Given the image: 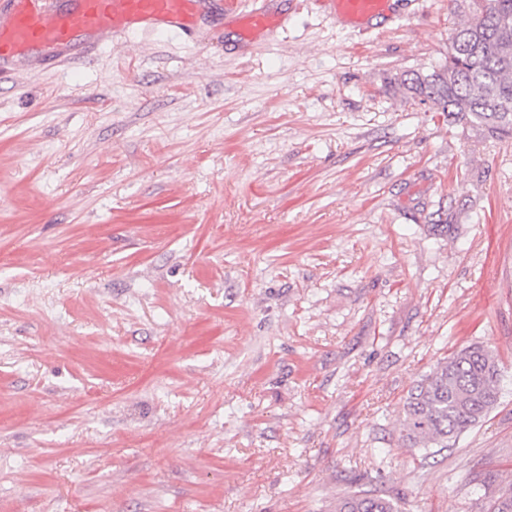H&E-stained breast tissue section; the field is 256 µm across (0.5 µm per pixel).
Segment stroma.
<instances>
[{"mask_svg":"<svg viewBox=\"0 0 512 512\" xmlns=\"http://www.w3.org/2000/svg\"><path fill=\"white\" fill-rule=\"evenodd\" d=\"M275 7L0 77V512H487L512 483V139L389 84L473 0ZM473 343L497 407L407 447L408 391ZM273 0H252L244 2L237 14L243 31L247 35H262L271 31L281 21V17L271 8ZM335 12L358 28H368L377 18L392 15L393 0H331ZM335 512H397L390 499L371 491H360L340 499Z\"/></svg>","mask_w":512,"mask_h":512,"instance_id":"1","label":"stroma"}]
</instances>
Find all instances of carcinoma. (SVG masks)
Instances as JSON below:
<instances>
[{
    "label": "carcinoma",
    "mask_w": 512,
    "mask_h": 512,
    "mask_svg": "<svg viewBox=\"0 0 512 512\" xmlns=\"http://www.w3.org/2000/svg\"><path fill=\"white\" fill-rule=\"evenodd\" d=\"M476 9L456 30L445 62L428 73L394 77L407 98L459 121L512 139V0H474ZM496 354L474 343L439 360L408 393L400 437L411 447L448 448L485 419L499 401ZM335 512H397L390 499L360 491ZM489 512H512V483Z\"/></svg>",
    "instance_id": "carcinoma-1"
}]
</instances>
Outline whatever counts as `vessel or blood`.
<instances>
[{"label":"vessel or blood","mask_w":512,"mask_h":512,"mask_svg":"<svg viewBox=\"0 0 512 512\" xmlns=\"http://www.w3.org/2000/svg\"><path fill=\"white\" fill-rule=\"evenodd\" d=\"M219 0H8L0 14V74L23 59L40 63L87 57L100 44L133 30L191 37L199 17ZM272 0H245L243 31L260 35L281 21ZM335 12L358 28L392 15L393 0H331Z\"/></svg>","instance_id":"1"}]
</instances>
